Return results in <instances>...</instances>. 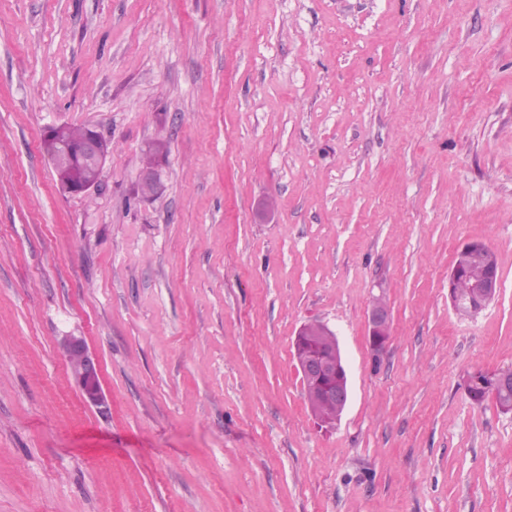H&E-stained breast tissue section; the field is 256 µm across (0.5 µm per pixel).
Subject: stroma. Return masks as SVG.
Wrapping results in <instances>:
<instances>
[{"mask_svg": "<svg viewBox=\"0 0 512 512\" xmlns=\"http://www.w3.org/2000/svg\"><path fill=\"white\" fill-rule=\"evenodd\" d=\"M58 124L112 143L88 194ZM471 241L500 290L467 318ZM314 320L332 426L293 359ZM509 368L512 0H0V512H512V413L466 390ZM146 158V167L153 166L159 157H164L167 152V144L165 141H154L148 143L144 149ZM162 188L161 172L159 166L145 168L139 177V190L143 198L150 199L158 195ZM143 189V192H141ZM79 175L83 178L84 181L93 183H81L75 180L64 181L61 184L59 183L60 189L63 194H87L92 189H95L97 187V184L100 181L101 176L98 170L91 168H85L83 171L79 173ZM475 259L482 261L484 275L474 287L476 290L468 311L470 314L477 315L489 306L500 288V275L498 267L494 266L493 263V250L486 244L478 241L470 242L457 253L455 263L448 277V297L451 306L457 312L463 310L464 307L454 292L460 297L464 306L469 304L474 290V288H471V284L474 279H477L483 273V267L479 263H474L470 267ZM468 269V273L463 278L458 279ZM370 344L374 352L382 351L389 338L390 317L385 302L375 299L370 310ZM311 330H316L322 336H308ZM303 336L309 343L320 349H328L332 343L329 336H336L335 332L322 322H309L301 326L295 337L294 349L296 364L302 374L307 391V403L312 415L321 423L322 421H336L341 416L349 401L350 385L348 372L342 358L339 341L329 352L309 348ZM321 404H335L322 405ZM319 407V409H318ZM63 348L66 359L75 364L71 374L84 400L95 407L105 406L106 398L99 382L98 363L82 336H65Z\"/></svg>", "mask_w": 512, "mask_h": 512, "instance_id": "obj_1", "label": "stroma"}]
</instances>
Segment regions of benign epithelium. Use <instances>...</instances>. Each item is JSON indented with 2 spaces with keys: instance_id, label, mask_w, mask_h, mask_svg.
<instances>
[{
  "instance_id": "benign-epithelium-1",
  "label": "benign epithelium",
  "mask_w": 512,
  "mask_h": 512,
  "mask_svg": "<svg viewBox=\"0 0 512 512\" xmlns=\"http://www.w3.org/2000/svg\"><path fill=\"white\" fill-rule=\"evenodd\" d=\"M67 125L59 124L46 130L44 137L58 142L62 150L73 157L78 164H91L99 169L104 168L109 156L108 140L97 130L90 128L84 140L77 145L65 141ZM95 183H81L68 180L60 184L62 193L69 195L87 194L96 188ZM139 188L141 196L150 199L158 195L162 188L159 166L146 168L140 173ZM476 259L482 261L484 275L475 285L474 298L468 311L474 315L480 313L495 298L500 288L498 267L493 263V250L482 242L466 244L456 256L455 263L448 277V297L453 309L463 310L458 297L453 292L456 280L466 272ZM370 344L375 352L382 351L389 338L390 317L385 304L376 299L370 310ZM315 330L322 336H333L335 332L322 322H309L301 326L295 337L294 349L296 364L302 374L307 391V403L313 416H318V407L322 404L336 405L337 414H342L349 401L350 385L348 372L342 358L340 345L334 344L329 352L324 353L306 345L304 336ZM63 348L67 360L74 362L72 376L77 383L84 400L95 407L106 405L102 391L98 363L89 351L84 339L70 335L64 338ZM512 383V373L508 371L486 373L477 371L467 379L471 389L482 390L492 395Z\"/></svg>"
}]
</instances>
